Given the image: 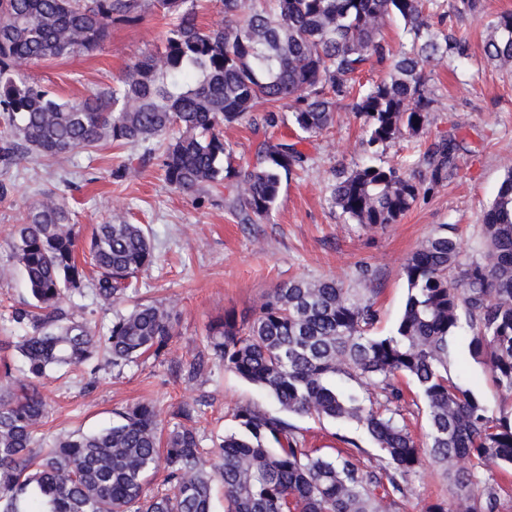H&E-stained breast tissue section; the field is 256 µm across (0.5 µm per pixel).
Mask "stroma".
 I'll list each match as a JSON object with an SVG mask.
<instances>
[{
  "label": "stroma",
  "mask_w": 512,
  "mask_h": 512,
  "mask_svg": "<svg viewBox=\"0 0 512 512\" xmlns=\"http://www.w3.org/2000/svg\"><path fill=\"white\" fill-rule=\"evenodd\" d=\"M481 15L448 17L452 27L466 30V55L432 69L428 85L437 103L431 123L418 142L430 145L448 131H457L467 149L443 184L419 197L398 223L364 227L335 208L329 186L339 169H352L370 155L388 164H402L421 172L420 154L413 143L400 140L371 152L365 125L353 112L340 111L332 128L306 140L280 112L269 128L272 142H299L308 161L281 185L269 220L241 223L223 194L201 200L170 187L157 159L145 158L140 147L119 148L101 142L92 151H78L54 161L22 156L10 166L0 165V344L18 330L9 322L12 308L29 295L9 247L17 224L23 223L41 199L52 192L63 198L70 218L87 242L96 224L119 213L147 228L155 261L138 276V298L166 300L175 305V332L168 352L122 367L100 363L97 371H59L45 380L42 391L52 406L44 428L46 440L74 431L90 432L112 422L113 413L139 401L150 402L162 428L177 424L175 412L185 402L204 403L194 425L210 440L233 429L234 408L252 405L279 413L278 403L262 389L209 360L197 381L185 376L187 351L204 349L209 325L225 312L249 314L273 288L295 278L333 277L359 287V269L370 266L379 319L377 333L389 332L405 301L403 264L439 225L453 224L462 239V259L478 258L482 215L495 198L512 162V71L488 63L483 53L488 24L502 12H512V0H484ZM168 20L156 10L132 22H116L108 39L89 52L29 64L24 77L63 100L77 103L96 90L119 84L127 70L150 51L161 49ZM126 168L115 179L118 168ZM448 372L489 407L498 395L487 369L460 347H452ZM291 422L304 434L308 447L334 455L349 437L362 448V461L375 460L379 450L355 424L295 416ZM448 485L432 460H424L409 481L403 512H424L431 502L448 498Z\"/></svg>",
  "instance_id": "1"
}]
</instances>
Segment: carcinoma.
Returning a JSON list of instances; mask_svg holds the SVG:
<instances>
[{
	"label": "carcinoma",
	"mask_w": 512,
	"mask_h": 512,
	"mask_svg": "<svg viewBox=\"0 0 512 512\" xmlns=\"http://www.w3.org/2000/svg\"><path fill=\"white\" fill-rule=\"evenodd\" d=\"M196 0H0V160L66 158L103 141L159 154L166 183L201 198L224 187L240 221L270 218L282 177L304 167L295 143H258V163L230 161L218 127L246 122L253 133L287 109L313 137L348 109L364 118L367 144L386 146L430 124L427 69L468 50L445 25L448 0H217L224 24L202 26ZM156 9L171 20L164 50L148 53L120 85L80 103L64 102L23 78L22 64L93 50L112 19ZM397 18L410 36L393 52L383 29ZM487 61L512 68V12L497 15L484 41ZM374 62L387 76L357 92L352 76ZM463 142L443 137L423 154L427 175L366 163L338 172L332 204L365 227L395 224L424 184L448 177ZM479 259L461 260L448 225L429 235L403 265L407 295L394 329L373 332L374 288L359 294L334 277L297 278L273 289L251 314L228 312L210 324V355L272 396L282 414L239 406L237 429L202 446L185 422L159 430L149 402L115 412L112 425L44 444L49 418L43 380L63 368L114 367L165 354L174 334L165 301L113 315L101 335L82 315L92 295L106 307L129 297L132 279L153 263L144 229L115 216L96 225L84 249L63 200L44 195L15 227L11 249L30 301L12 321L24 330L0 379V512H212L215 481L225 512H402L408 480L429 456L445 467L460 512H500L505 489L484 472L512 476V167L483 213ZM70 307L64 308V300ZM468 351L488 369L501 400L492 411L448 376V352L461 323ZM188 380L204 356L186 361ZM424 415L425 440L405 417ZM290 415L357 423L379 449L374 465L357 452L334 456L306 447ZM164 467L169 492L151 489ZM482 485L477 494L474 486Z\"/></svg>",
	"instance_id": "1"
}]
</instances>
